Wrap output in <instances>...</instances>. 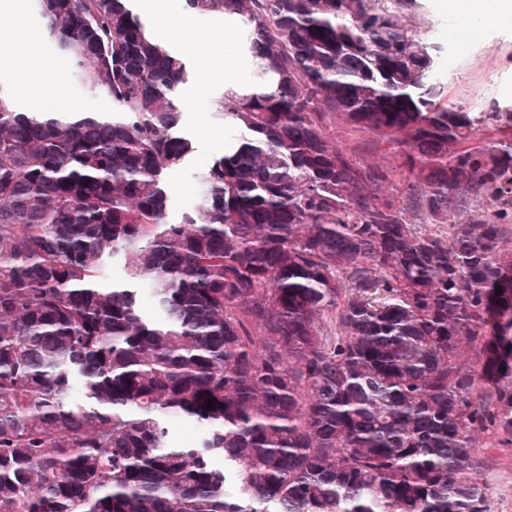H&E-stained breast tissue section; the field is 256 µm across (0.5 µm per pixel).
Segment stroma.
Instances as JSON below:
<instances>
[{
  "label": "stroma",
  "mask_w": 512,
  "mask_h": 512,
  "mask_svg": "<svg viewBox=\"0 0 512 512\" xmlns=\"http://www.w3.org/2000/svg\"><path fill=\"white\" fill-rule=\"evenodd\" d=\"M416 23L425 25L430 39H448L450 23L458 21L455 9L445 7L442 0H417ZM0 26L38 34L37 49L43 65L40 85L30 86L29 97L20 99L23 107H31L32 97H39L50 108L71 106L81 111L110 109V101L95 88L70 77L69 61L51 43L42 39L43 27L34 11H26L22 19L0 16ZM224 32L222 15H193L189 28L181 30V55L191 68L189 83L201 86V93L186 98L183 131L194 139L196 153L190 165L169 173V217L180 221L191 211L198 197L192 175L196 168L219 157L224 151L228 128L213 112V104L224 93V45L219 37ZM438 76L448 95L465 111L481 114L494 109L512 108V16L497 17L479 23L469 48L454 46L444 53ZM336 130L343 146L365 162L393 164L397 151L376 137L356 132L336 119ZM471 474L487 488L490 512H512V447L495 444L490 433L478 439Z\"/></svg>",
  "instance_id": "35a3bbf8"
}]
</instances>
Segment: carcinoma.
Wrapping results in <instances>:
<instances>
[{"mask_svg":"<svg viewBox=\"0 0 512 512\" xmlns=\"http://www.w3.org/2000/svg\"><path fill=\"white\" fill-rule=\"evenodd\" d=\"M413 2L186 0L238 22L253 83L224 78V155L172 222L188 63L133 0H33L112 109L24 112L0 84V512H489L512 137L468 146ZM335 114L400 163L357 160Z\"/></svg>","mask_w":512,"mask_h":512,"instance_id":"carcinoma-1","label":"carcinoma"}]
</instances>
